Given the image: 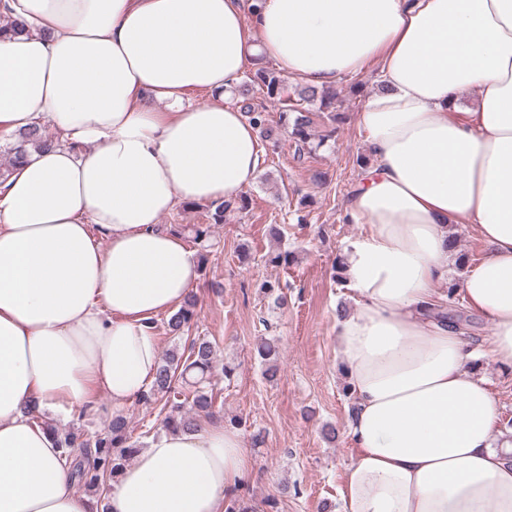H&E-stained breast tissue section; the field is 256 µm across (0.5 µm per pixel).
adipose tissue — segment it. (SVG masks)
<instances>
[{
  "label": "adipose tissue",
  "mask_w": 512,
  "mask_h": 512,
  "mask_svg": "<svg viewBox=\"0 0 512 512\" xmlns=\"http://www.w3.org/2000/svg\"><path fill=\"white\" fill-rule=\"evenodd\" d=\"M0 143L51 125L0 185V512H95L33 412L111 409L152 385L156 319L195 291L180 201H233L263 148L224 102L258 60L330 86L379 66L371 163L346 200L355 310L336 322L355 398L342 512H512V435L448 321L450 225L488 253L460 284L512 367V0H0ZM204 91L208 102L195 104ZM472 106L460 108L463 95ZM220 420L137 453L110 512H225L252 473Z\"/></svg>",
  "instance_id": "1"
}]
</instances>
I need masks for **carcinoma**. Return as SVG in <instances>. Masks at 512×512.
<instances>
[{
  "label": "carcinoma",
  "instance_id": "carcinoma-1",
  "mask_svg": "<svg viewBox=\"0 0 512 512\" xmlns=\"http://www.w3.org/2000/svg\"><path fill=\"white\" fill-rule=\"evenodd\" d=\"M279 105V121L274 125L268 112L252 103L255 92ZM239 98L240 111L244 112L258 130L265 142L277 144L282 133L290 132L295 143V153L303 158L325 145V139H315L312 133L314 113L328 112L334 122L344 120L336 112V91L331 87L305 86L296 95L288 92L286 78L272 66L262 65L247 73L234 90ZM22 142L34 149L48 147L54 143L41 127H33L22 134ZM249 205V198L241 195L234 201L212 202L208 205L210 218L215 224H222L228 213L243 210ZM193 242L202 249L201 263L208 261L210 225L194 224L190 229ZM195 296H188L183 304L171 314L166 322V330L174 336L187 332L197 316ZM214 347L205 338L192 339L187 352L171 350L159 362L155 379L149 391L142 396L146 402L165 401L168 412L164 418V428L171 432H192L201 417L213 414L214 397L209 392V377L213 369ZM193 388L192 397H182L179 385ZM65 456L80 452L82 459L73 465L76 484L95 494L106 492L108 482L119 478L127 462L134 458L139 449L130 443L128 423L122 416L112 418L108 431L102 434L85 435L74 430L61 431L43 424Z\"/></svg>",
  "mask_w": 512,
  "mask_h": 512
}]
</instances>
